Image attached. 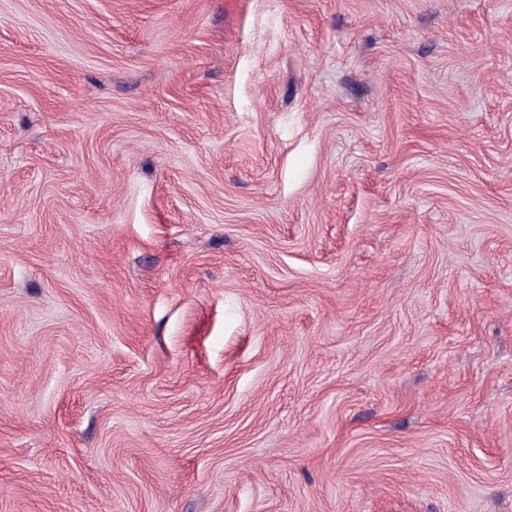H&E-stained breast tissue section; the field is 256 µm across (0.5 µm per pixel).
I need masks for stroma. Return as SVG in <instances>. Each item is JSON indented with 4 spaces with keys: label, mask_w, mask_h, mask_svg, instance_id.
<instances>
[{
    "label": "stroma",
    "mask_w": 512,
    "mask_h": 512,
    "mask_svg": "<svg viewBox=\"0 0 512 512\" xmlns=\"http://www.w3.org/2000/svg\"><path fill=\"white\" fill-rule=\"evenodd\" d=\"M0 512H512V0H0Z\"/></svg>",
    "instance_id": "obj_1"
}]
</instances>
